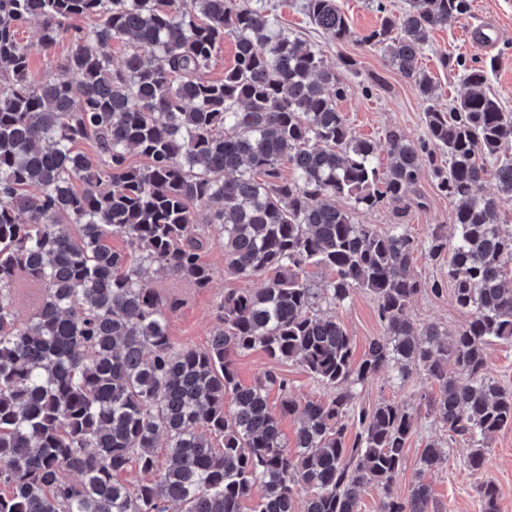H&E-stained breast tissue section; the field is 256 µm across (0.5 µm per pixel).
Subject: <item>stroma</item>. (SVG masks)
Wrapping results in <instances>:
<instances>
[{
	"mask_svg": "<svg viewBox=\"0 0 512 512\" xmlns=\"http://www.w3.org/2000/svg\"><path fill=\"white\" fill-rule=\"evenodd\" d=\"M270 2L276 6L283 27L318 44L327 64L338 69L344 95L337 99L336 107L346 114L358 136L373 143L380 163L388 161V130H398L413 140L424 136V103L379 53L349 40L336 41L314 30L300 9L301 0ZM487 26L499 29L498 45L491 50L478 48L472 40L476 29ZM445 55L450 58L446 65L440 62ZM348 57L354 60L355 66L346 70L341 61ZM459 57L480 66H491L489 90L506 111L512 112V0H473L469 16L450 21L447 27L433 33L421 62L432 72L448 101L459 98L464 91L461 70L455 63ZM418 190L424 195L426 205L411 209L404 222L414 236L423 238L431 225L452 223L454 206L438 192L431 174L422 176ZM209 235L211 244L202 255L203 262L213 272L208 287L199 288L162 272L151 270L146 274L149 286L175 304L169 316V335L179 346L205 348L216 323L217 306L225 293L255 290L263 285L261 277L247 278L228 268L219 227H210ZM332 313L352 336L356 356H363L369 342L385 334L375 302L366 292H355L347 303L333 307ZM408 318L417 326L438 323L455 329L464 325L468 316L458 309L453 292L448 289L437 296L418 295L408 309ZM235 368L239 382L245 386L254 384L270 370L287 377L297 395L318 397L325 393L298 363L276 362L259 349L237 355ZM434 389V384L425 377L414 375L403 379L394 370L385 368L364 386L358 400L367 406L386 399L414 407L421 393ZM443 435L440 422L423 416L408 444L404 468L394 481L399 495L408 494L416 477L419 455L428 439ZM467 453L466 445L458 444L450 452L451 463L426 476L441 512H481L477 486L488 479L498 488V512H512V427L493 435L485 470L472 473L457 467V459Z\"/></svg>",
	"mask_w": 512,
	"mask_h": 512,
	"instance_id": "stroma-1",
	"label": "stroma"
}]
</instances>
